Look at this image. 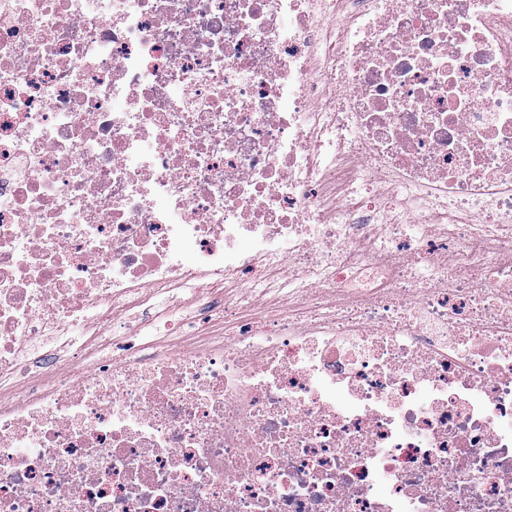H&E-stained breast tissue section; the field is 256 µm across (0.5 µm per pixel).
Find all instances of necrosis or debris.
Returning a JSON list of instances; mask_svg holds the SVG:
<instances>
[{"mask_svg": "<svg viewBox=\"0 0 512 512\" xmlns=\"http://www.w3.org/2000/svg\"><path fill=\"white\" fill-rule=\"evenodd\" d=\"M0 512H512V0H0Z\"/></svg>", "mask_w": 512, "mask_h": 512, "instance_id": "1", "label": "necrosis or debris"}]
</instances>
